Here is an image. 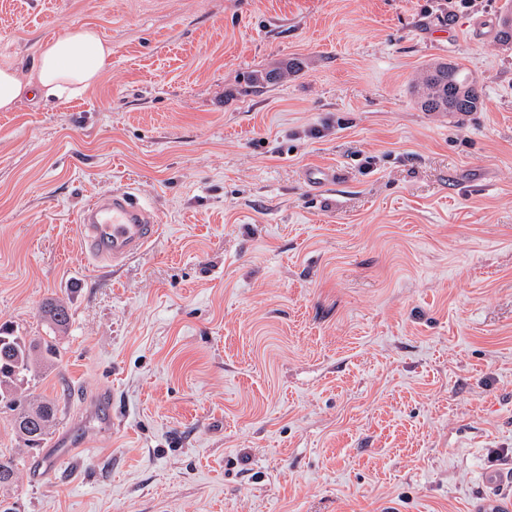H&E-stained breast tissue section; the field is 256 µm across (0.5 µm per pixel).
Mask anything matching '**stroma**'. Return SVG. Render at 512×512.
<instances>
[{"mask_svg": "<svg viewBox=\"0 0 512 512\" xmlns=\"http://www.w3.org/2000/svg\"><path fill=\"white\" fill-rule=\"evenodd\" d=\"M506 2L0 0V65L78 26L112 43L82 96L0 112V323L47 335L50 298L71 314L28 379L58 408L42 446L0 411L22 462L0 498L475 512L480 469L512 465ZM435 61L477 80L480 111L420 109ZM317 166L333 185H308ZM128 187L162 232L106 277L76 215Z\"/></svg>", "mask_w": 512, "mask_h": 512, "instance_id": "obj_1", "label": "stroma"}]
</instances>
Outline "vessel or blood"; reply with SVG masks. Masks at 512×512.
<instances>
[{
  "label": "vessel or blood",
  "mask_w": 512,
  "mask_h": 512,
  "mask_svg": "<svg viewBox=\"0 0 512 512\" xmlns=\"http://www.w3.org/2000/svg\"><path fill=\"white\" fill-rule=\"evenodd\" d=\"M78 222L85 252L116 266L142 254L161 232L153 210L131 188L95 196Z\"/></svg>",
  "instance_id": "b4317fda"
}]
</instances>
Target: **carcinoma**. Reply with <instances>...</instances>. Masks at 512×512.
Segmentation results:
<instances>
[{
    "instance_id": "1",
    "label": "carcinoma",
    "mask_w": 512,
    "mask_h": 512,
    "mask_svg": "<svg viewBox=\"0 0 512 512\" xmlns=\"http://www.w3.org/2000/svg\"><path fill=\"white\" fill-rule=\"evenodd\" d=\"M417 104L425 112H449L463 115L477 111L482 105V90L474 79L456 63H437L423 72L413 84ZM42 317L50 329V337L20 336L14 327L0 325V409L13 412V424L28 446H41L56 419V407L43 400L31 403L24 395L28 375L40 364L57 360L56 336L66 333L71 315L69 308L56 299L42 307ZM19 462L0 457V486L14 484Z\"/></svg>"
}]
</instances>
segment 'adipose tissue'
Returning <instances> with one entry per match:
<instances>
[{"label":"adipose tissue","mask_w":512,"mask_h":512,"mask_svg":"<svg viewBox=\"0 0 512 512\" xmlns=\"http://www.w3.org/2000/svg\"><path fill=\"white\" fill-rule=\"evenodd\" d=\"M112 65V43L81 26L45 42L29 74L0 67V112L13 111L24 96L65 102L96 85Z\"/></svg>","instance_id":"obj_1"}]
</instances>
